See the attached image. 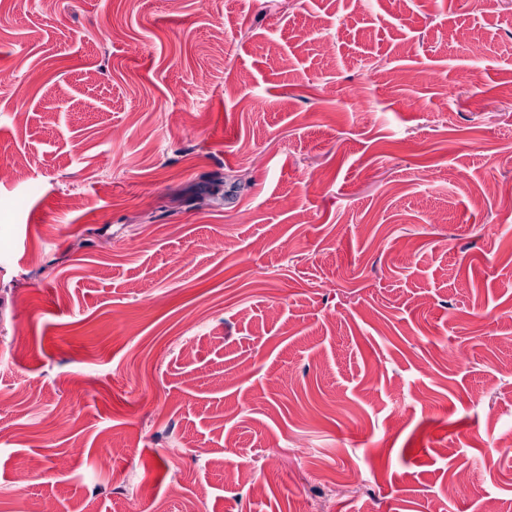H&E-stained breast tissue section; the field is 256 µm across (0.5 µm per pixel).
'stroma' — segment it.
<instances>
[{
  "label": "stroma",
  "instance_id": "35a3bbf8",
  "mask_svg": "<svg viewBox=\"0 0 512 512\" xmlns=\"http://www.w3.org/2000/svg\"><path fill=\"white\" fill-rule=\"evenodd\" d=\"M22 158L0 512H512V0H0Z\"/></svg>",
  "mask_w": 512,
  "mask_h": 512
}]
</instances>
